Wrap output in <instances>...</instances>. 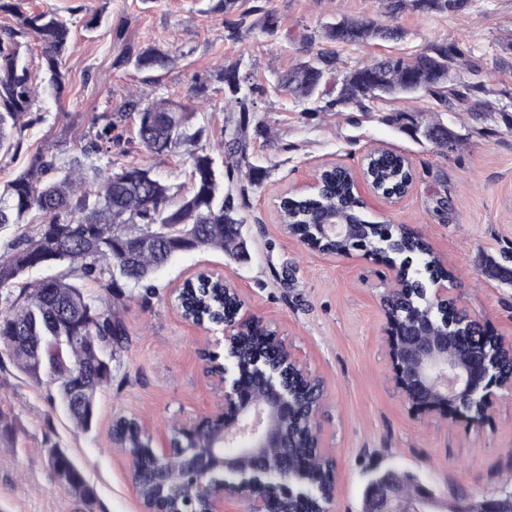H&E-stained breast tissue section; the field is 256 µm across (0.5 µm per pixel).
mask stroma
<instances>
[{
	"mask_svg": "<svg viewBox=\"0 0 512 512\" xmlns=\"http://www.w3.org/2000/svg\"><path fill=\"white\" fill-rule=\"evenodd\" d=\"M219 9L218 0H22L23 12L53 11L68 21L72 43L64 58L68 85L61 97L41 90L33 104L41 123L25 129L21 150L0 154V186L26 169L28 156L43 149L65 165L80 168L87 181L110 166L152 168L168 183L188 185L186 152L159 156L142 147L132 123L118 126L126 152L85 157L81 138L93 136L101 117L117 112L130 96L172 98L189 105L190 122L203 128L201 143L223 159L224 85L217 75L225 63L239 65L255 88L248 160L268 178L244 192L240 211L248 257L231 261L220 251L174 257L155 278L157 291L139 290L117 300L115 310L127 341L112 360V382L98 396V418L90 431L77 428L51 409V388L13 367L0 369V512H142L130 477V456L114 448L112 425L136 416L152 442L172 434L173 424L202 419L219 399L207 376L204 353L224 354L223 327L197 326L178 311L175 290L187 278L209 271L229 277L246 310L276 329L285 347L323 384L314 420L319 445L336 460V494L329 512H362L371 473L393 470L434 498L451 499L465 489L472 501L512 491V391H504L496 411L480 429L417 415L406 402L392 371L387 320L381 297L392 280L382 262L355 252L323 254L289 236L279 219L284 194L312 192L319 169L343 164L360 172L370 149L400 152L416 181L400 200L366 195L365 216L373 222L404 224L431 245L445 273L448 293L470 317L495 334L512 336V285L488 276L483 266L512 249V132L502 115L512 112V0H469L457 12L406 10L394 25L401 40L340 47V67L353 69L372 58L410 56L431 44L448 43L468 52L469 68L457 76L480 79L484 93L472 109L447 112L428 96L382 99L367 111L302 112L281 77L321 48L323 27L339 14L384 17L385 0H266L278 19L275 35L242 27L238 38L227 26L245 11ZM95 28H88L90 19ZM151 44L170 56L167 67L151 71L116 66L129 46ZM207 77L204 92L194 75ZM492 119L481 120L482 102ZM414 107L453 122L467 139L442 156L386 121ZM52 434L83 471L94 496L72 494L51 473L43 446Z\"/></svg>",
	"mask_w": 512,
	"mask_h": 512,
	"instance_id": "stroma-1",
	"label": "stroma"
}]
</instances>
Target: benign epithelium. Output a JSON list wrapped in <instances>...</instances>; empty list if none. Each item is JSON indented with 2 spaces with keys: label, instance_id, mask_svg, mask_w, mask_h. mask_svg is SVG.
Returning <instances> with one entry per match:
<instances>
[{
  "label": "benign epithelium",
  "instance_id": "benign-epithelium-1",
  "mask_svg": "<svg viewBox=\"0 0 512 512\" xmlns=\"http://www.w3.org/2000/svg\"><path fill=\"white\" fill-rule=\"evenodd\" d=\"M349 232L341 222L319 225L322 238H340ZM266 331L257 318L236 312L224 321L225 363L210 374L219 395L216 410L192 424L179 426L185 438L210 437V448H187L184 470L220 471L233 481L220 484L193 482L192 498L205 504V512H224V500L232 495L247 499L251 512H288V501L279 491L260 485L258 475L274 469L288 470V421L295 415V405L288 400L289 372L309 378L302 362L287 351L278 334L268 336L285 354L281 364L256 355L246 365H236L235 347L247 331ZM388 344L394 376L406 402L424 416L448 419L470 427L480 424L492 413L497 402L496 390L509 382L488 378L481 361L462 358L450 348L467 340L465 336L431 334L405 336L393 318H388ZM481 396L480 412L463 410V401ZM431 494L419 487L414 496L402 498L395 479H388L370 490L366 512H432ZM478 512H512V496L482 501Z\"/></svg>",
  "mask_w": 512,
  "mask_h": 512
}]
</instances>
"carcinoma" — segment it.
<instances>
[{"instance_id": "carcinoma-1", "label": "carcinoma", "mask_w": 512, "mask_h": 512, "mask_svg": "<svg viewBox=\"0 0 512 512\" xmlns=\"http://www.w3.org/2000/svg\"><path fill=\"white\" fill-rule=\"evenodd\" d=\"M255 5L244 11L238 21L229 24V37L253 18L250 26L272 35L278 27L275 16L253 0ZM390 13L407 7L422 11L453 12L467 6L468 0H387ZM323 38L327 47L312 57L297 62L283 77L282 85L301 103L316 101L322 96L325 78L336 76L339 85L336 97L315 112H340L348 107L363 111L367 103L396 97L426 94L437 99L441 106L461 110L483 91L482 82H461L452 71L463 66L465 52L446 44H431L412 57L388 55L377 58L359 68L343 72L339 69L337 47L355 45L372 40L397 41L398 28L373 18H352L342 15L326 25ZM32 39L42 46L48 83L56 97L65 90L63 54L71 41L68 22L51 11L32 12L20 16L18 26L0 30V150L21 148L22 132L40 121L42 115L31 111L35 89L29 67L19 57L22 41ZM134 60L139 69L164 67L168 55L153 47L128 51L124 61ZM224 82L226 104L238 109L240 119L228 121L225 133V169L218 172L214 160L200 146L202 130L189 124V107L181 101L164 98L143 103L129 99L118 118H129L135 123L140 144L148 151L167 155L179 148L189 149L191 171L189 186L181 191L158 178L152 169L123 165L112 171L97 190L82 188L81 173L59 167L57 156L41 149L29 157L27 168L0 189V229L19 224L30 214L39 215L33 234L15 239L8 254L0 255V354L32 380L55 387L50 396L53 407L60 408L74 424L87 431L96 421V395L112 382V369L103 361H112L114 352L123 348L126 329L112 312L107 299L88 297L79 282L106 283L114 296L131 286L148 294L155 289V273L177 249L187 252L215 248L224 251L232 260H238L244 248L236 240L231 225L240 223L237 213L246 205L244 196L233 190H224V184H233L247 176L253 185H259L266 172L247 161L249 147V109L247 93L238 87L239 68L236 64L224 66L220 72ZM391 122L407 135L409 127H423L432 132L426 143L439 154L456 152L468 138L455 137L453 146L443 135L445 123L439 117H427L422 112L400 111L391 116ZM115 118L107 122L81 146L84 156L112 153V147L121 145ZM363 175L379 192L397 194L411 187L415 174L406 159L392 151L369 155L365 159ZM319 186L310 195L285 197L281 201V218L292 235L309 248L343 253L357 248L372 250L382 241L389 244L381 258L399 265L405 288L389 309L401 326L412 330L426 326L428 321L444 327L459 325L463 333L476 336L474 343L463 354L487 355L492 358L493 373L512 375V358L501 354L496 337L483 331L479 323L467 319L450 301L436 302L428 291V280L442 273L431 248L419 235L411 236L401 225L370 222L363 215L364 203L353 191L352 172L346 166H329L318 174ZM347 224L362 225L356 238H339L315 243L308 237V225L321 224L332 214ZM51 266L59 272L15 289L17 280L26 272ZM191 316L207 320L224 316L220 295L204 282H197L188 300ZM24 324L37 325L40 336L42 362L32 361L31 348L14 339L17 328ZM73 332L84 337L83 342L60 346L57 336ZM97 373L95 381L83 393V408L75 412L69 408L70 392L79 377L89 371ZM322 385L315 382L312 393L298 400V417L288 423L292 442L299 445L302 423L308 420L313 408L319 407ZM115 428L127 432L133 443L131 451L144 457L143 474L132 475L143 497L154 492L148 475L167 470L180 461L181 447H191L184 438L173 434L174 448L168 459L159 463L149 456V441L140 432L133 418L121 417ZM301 466L310 468L313 486L296 488L288 484V496L301 497L317 504L328 496V486L318 477L320 460L304 452ZM48 467L55 472L64 469L68 486L73 493L89 498L93 490L87 484L81 469L67 456L61 460L47 458Z\"/></svg>"}]
</instances>
